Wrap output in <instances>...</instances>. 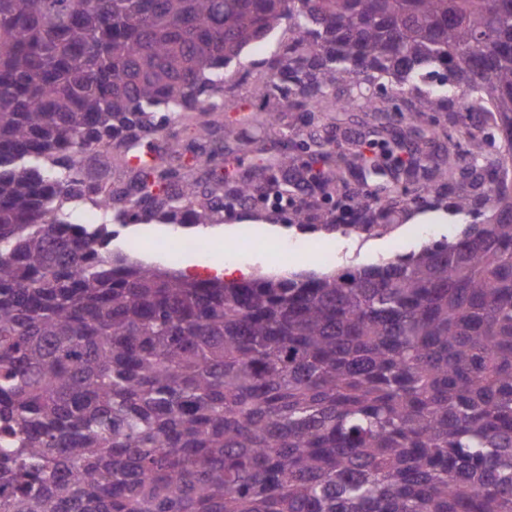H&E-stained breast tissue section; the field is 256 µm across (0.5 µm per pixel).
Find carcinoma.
I'll return each instance as SVG.
<instances>
[{"label": "carcinoma", "instance_id": "cac0c4a2", "mask_svg": "<svg viewBox=\"0 0 512 512\" xmlns=\"http://www.w3.org/2000/svg\"><path fill=\"white\" fill-rule=\"evenodd\" d=\"M286 34L256 99L311 123L399 116L369 163L411 187L357 201L369 233L450 202L477 219L417 253L327 273L188 278L104 255L116 219L213 224L290 195L313 137L266 181L204 182L226 74ZM444 113L445 119L436 117ZM279 113L258 128L279 135ZM497 150L487 149L488 133ZM443 140L424 178L401 162ZM116 150L124 178L83 154ZM0 512H512V0H0ZM177 112H158L157 119H160L161 116H165L167 121L165 124V121L163 124H165L164 129L161 130L157 135L154 136V138L151 140L150 147L154 151H161L165 146V137L173 132L179 133L180 136L183 135V127L180 119L174 118L173 116L177 115ZM154 151H151L148 149L146 153L139 154L140 159L142 161L149 160L150 156L155 153Z\"/></svg>", "mask_w": 512, "mask_h": 512}]
</instances>
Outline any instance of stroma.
<instances>
[{"label": "stroma", "instance_id": "obj_1", "mask_svg": "<svg viewBox=\"0 0 512 512\" xmlns=\"http://www.w3.org/2000/svg\"><path fill=\"white\" fill-rule=\"evenodd\" d=\"M274 43L267 42L252 46L246 52L247 60L238 72L227 80L230 95L226 100V119L236 121L242 130H249L256 118L249 92L254 81L264 76L265 60L273 55ZM281 126L289 140L302 141L313 134L328 138V150L334 157H347L356 151L366 150L373 137L372 120L360 112H347L337 115L326 122L315 125L292 124L281 119ZM202 150L217 152V164L211 170L212 175L222 176L233 173L234 176L258 169L261 165L258 153L251 151L230 152L224 148V130L216 128L212 138L202 143ZM386 183L377 177L355 172L346 189L331 190L326 194L312 191L305 199L323 213L331 224L362 223V213L351 201L352 192H359L367 200L384 196ZM435 217L433 224L427 225L424 236L412 234L409 224H395L382 233H363L351 236H324L318 233H300L289 228L291 215L275 209L272 201L257 197L237 210L225 213L224 224L233 229L234 235L224 243V251H217L209 245V236L205 226L185 228L176 224L160 222H131L127 226L117 227L111 248L115 251L131 253L133 258L143 262L166 266V252L185 239H198L207 242L205 254H185L183 260L175 265L177 271H191L194 277H203L209 263L227 258L231 263L247 267L252 274L266 273L271 265H278L289 272H324L320 259L323 255H332L336 266L369 265L381 262L397 255L419 251L428 241L442 238H455L467 227L468 218L458 216L446 221V207L432 208ZM285 228L284 236L264 238L261 228Z\"/></svg>", "mask_w": 512, "mask_h": 512}]
</instances>
